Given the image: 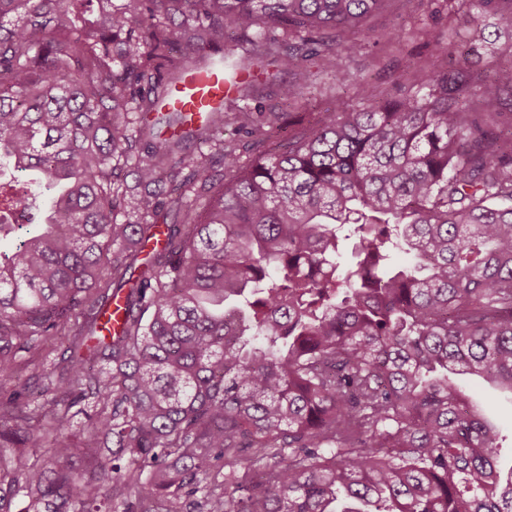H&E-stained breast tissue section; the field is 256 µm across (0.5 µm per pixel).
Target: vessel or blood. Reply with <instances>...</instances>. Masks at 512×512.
<instances>
[{"label": "vessel or blood", "mask_w": 512, "mask_h": 512, "mask_svg": "<svg viewBox=\"0 0 512 512\" xmlns=\"http://www.w3.org/2000/svg\"><path fill=\"white\" fill-rule=\"evenodd\" d=\"M235 90V80L226 78L223 70L201 72L191 69L186 72L182 83L168 95L163 107L180 110L197 121Z\"/></svg>", "instance_id": "vessel-or-blood-1"}]
</instances>
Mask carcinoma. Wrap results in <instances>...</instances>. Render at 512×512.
Masks as SVG:
<instances>
[{
    "instance_id": "cac0c4a2",
    "label": "carcinoma",
    "mask_w": 512,
    "mask_h": 512,
    "mask_svg": "<svg viewBox=\"0 0 512 512\" xmlns=\"http://www.w3.org/2000/svg\"><path fill=\"white\" fill-rule=\"evenodd\" d=\"M384 2L0 0V161L45 192L0 183L30 225L0 250V512H512L499 430L460 384L512 393V132L468 111L512 125V67H450L436 35L419 89L336 74L360 102L284 148L248 104L160 112L228 31L240 68L272 57L306 100L304 61L359 47ZM461 3L474 32L512 30V0ZM227 121L249 164L187 151Z\"/></svg>"
}]
</instances>
